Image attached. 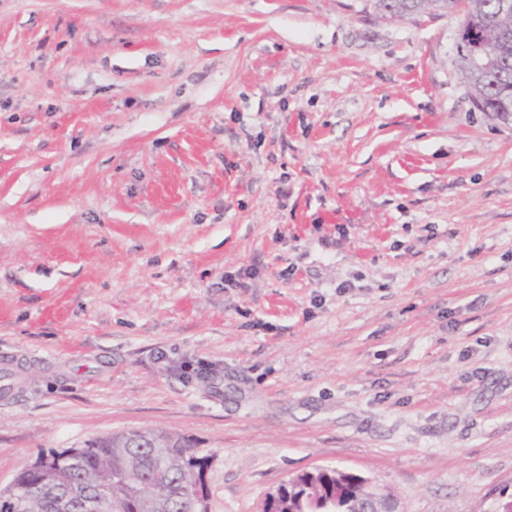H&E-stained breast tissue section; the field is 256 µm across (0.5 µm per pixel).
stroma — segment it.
<instances>
[{
  "label": "stroma",
  "instance_id": "stroma-1",
  "mask_svg": "<svg viewBox=\"0 0 512 512\" xmlns=\"http://www.w3.org/2000/svg\"><path fill=\"white\" fill-rule=\"evenodd\" d=\"M366 3L0 0V490L162 430L211 512L317 466L512 493V122L460 16Z\"/></svg>",
  "mask_w": 512,
  "mask_h": 512
}]
</instances>
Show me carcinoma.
Masks as SVG:
<instances>
[{
	"instance_id": "1",
	"label": "carcinoma",
	"mask_w": 512,
	"mask_h": 512,
	"mask_svg": "<svg viewBox=\"0 0 512 512\" xmlns=\"http://www.w3.org/2000/svg\"><path fill=\"white\" fill-rule=\"evenodd\" d=\"M500 0H372L383 19H414L422 14L458 13L481 37L489 20L512 34V12L499 11ZM489 67L474 64L470 54L457 51L455 66L471 100L481 111L500 119L505 111L499 97L512 87V38L492 48ZM209 459L194 450L190 440L172 432H114L70 448L38 454L0 492V512H60L59 503L86 491L109 492L103 512H209L198 505L209 497L203 476ZM346 481L334 467L295 475V482L264 501L263 512H320L336 485ZM343 512H358L357 487L348 484L341 496Z\"/></svg>"
}]
</instances>
